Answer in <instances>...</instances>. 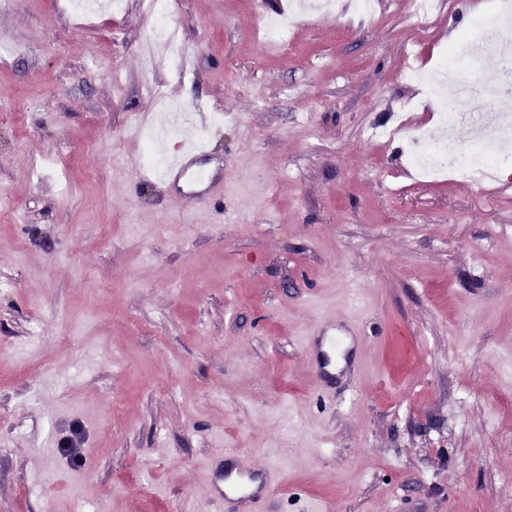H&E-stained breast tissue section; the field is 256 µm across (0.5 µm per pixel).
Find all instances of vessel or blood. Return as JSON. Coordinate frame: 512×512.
Returning <instances> with one entry per match:
<instances>
[{
  "label": "vessel or blood",
  "instance_id": "1",
  "mask_svg": "<svg viewBox=\"0 0 512 512\" xmlns=\"http://www.w3.org/2000/svg\"><path fill=\"white\" fill-rule=\"evenodd\" d=\"M205 153V146L196 145L171 157L166 165V176L172 177L178 197L185 202L191 203L224 189L222 177L196 168V158ZM334 330L327 314L320 311L316 313L314 323L304 338L308 367L316 387L321 390L328 386V368L336 356ZM204 473L206 497L223 503L226 512H252L257 501L280 494L286 485L280 468L246 464L238 454L230 451L212 455Z\"/></svg>",
  "mask_w": 512,
  "mask_h": 512
}]
</instances>
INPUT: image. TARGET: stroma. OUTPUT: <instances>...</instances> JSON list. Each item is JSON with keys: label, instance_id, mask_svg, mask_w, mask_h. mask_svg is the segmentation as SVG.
<instances>
[{"label": "stroma", "instance_id": "obj_1", "mask_svg": "<svg viewBox=\"0 0 512 512\" xmlns=\"http://www.w3.org/2000/svg\"><path fill=\"white\" fill-rule=\"evenodd\" d=\"M125 2L0 0V512H219L218 448L284 471L254 512H512V191L416 182L369 136L461 0L303 17L285 48L262 27L290 0H169L179 71ZM147 68L190 115L168 153L203 140L223 196L126 167ZM320 309L361 332L324 393L301 341ZM69 8L81 15H93L102 10L119 13L124 6L123 0H68Z\"/></svg>", "mask_w": 512, "mask_h": 512}]
</instances>
